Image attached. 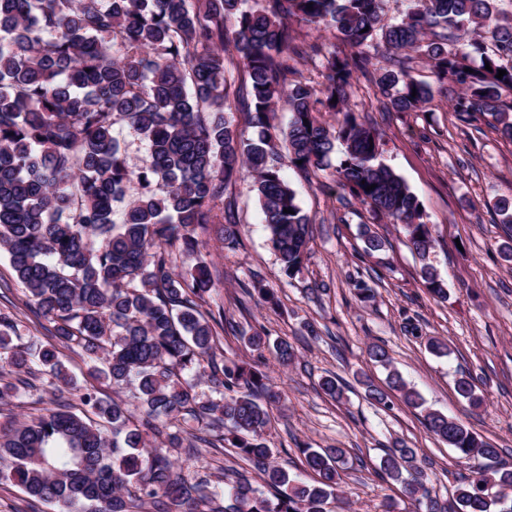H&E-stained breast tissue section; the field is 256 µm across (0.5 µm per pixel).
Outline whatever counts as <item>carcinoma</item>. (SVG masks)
I'll list each match as a JSON object with an SVG mask.
<instances>
[{
	"instance_id": "carcinoma-1",
	"label": "carcinoma",
	"mask_w": 512,
	"mask_h": 512,
	"mask_svg": "<svg viewBox=\"0 0 512 512\" xmlns=\"http://www.w3.org/2000/svg\"><path fill=\"white\" fill-rule=\"evenodd\" d=\"M384 0H0V250L24 286L26 302L52 324V336L80 350L89 375L130 393L131 402L77 384L50 344H13L17 322L0 313V356L13 379L0 374V404L49 384L75 392L57 407L19 422H0V480L23 487L58 512H331L341 499L342 448H306L312 483L271 461L266 433L283 394L266 371L224 357V309L208 307L214 288L197 230L237 241L235 202L228 185L253 182L268 240L289 278L303 266L311 219L281 176L284 164L307 173L333 169L343 193L373 215L399 224L422 263L433 297L448 289L430 256L436 239L420 202L382 160L384 141L350 105L358 75L368 76L387 112H420L431 87L413 76L426 59L447 84L465 123L495 126L512 141V14L495 0H406L394 25L382 23ZM336 31L338 45L322 50L297 41L292 23ZM388 64L370 70L380 50ZM248 75L239 102L255 138L243 139L225 116L226 62ZM318 63L315 88L294 63ZM491 70H486L485 65ZM506 74L498 79V71ZM337 103H332V99ZM289 125L274 124L280 101ZM342 116L338 126L319 119ZM127 127L144 142L147 159L130 165L114 135ZM139 195L125 200L130 184ZM375 185L368 191L366 187ZM126 202L121 213L114 204ZM195 263L177 271V254ZM238 304L271 288L252 279ZM244 344L268 350L283 368L296 358L286 340L263 330L241 331ZM368 356L388 369L387 385L363 381L373 404L403 398L420 408L391 368L386 348ZM207 378L212 396L196 391ZM320 389L341 399L325 376ZM457 395L479 406L476 378L461 373ZM435 439L463 459L485 466L463 476L454 512H512V467L494 466L501 449L462 422L424 410ZM234 448L260 474L213 486L176 465L169 448ZM382 474L402 484L426 512H448L430 496L429 477L415 449H386Z\"/></svg>"
}]
</instances>
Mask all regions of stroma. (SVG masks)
I'll return each instance as SVG.
<instances>
[{"label": "stroma", "instance_id": "1", "mask_svg": "<svg viewBox=\"0 0 512 512\" xmlns=\"http://www.w3.org/2000/svg\"><path fill=\"white\" fill-rule=\"evenodd\" d=\"M366 78H358L350 102L385 140L383 160L417 195L437 246L433 264L448 297L439 300L422 286L419 262L400 225L373 218L358 202L346 203L331 171L304 175L288 166L282 173L312 219L308 256L294 278L280 270L267 242L262 214L250 180H237L239 243L219 248L214 232L204 233L212 267L220 279L210 298L223 306L226 319L239 328L264 329L270 338H285L296 351L282 369L270 354L252 351L233 332L224 334L228 357L260 364L284 394L276 423L267 437L272 460L297 471L304 447H341L346 451L344 499L334 512H415L401 487L378 472L379 459L394 441L415 448L431 482V495L443 503L469 464L426 431L422 413L395 399L391 408L371 404L357 382L368 374L383 385L385 371L367 357L370 343L385 345L408 387L428 408L460 419L477 435L502 448L501 460L512 466V229L500 222L495 200L512 196V142L484 122L466 124L452 111L448 98L435 94L427 112H384ZM387 240L370 254L360 235L362 225ZM258 275L276 292L280 306L272 310L252 300L248 312L236 305L240 284ZM372 288L361 301L356 284ZM24 288L16 282L8 257L0 252V312L13 314L21 343L44 336L43 321L24 304ZM448 343V356L426 348L428 338ZM478 381L483 404L471 409L454 391L460 371ZM342 378L343 399L326 396L322 376ZM171 458L196 476L218 482L246 463L233 449H170Z\"/></svg>", "mask_w": 512, "mask_h": 512}]
</instances>
